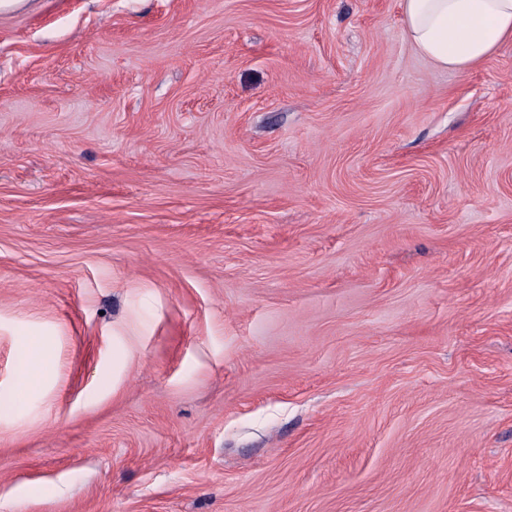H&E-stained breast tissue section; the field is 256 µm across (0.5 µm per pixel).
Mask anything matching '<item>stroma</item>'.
Segmentation results:
<instances>
[{"mask_svg": "<svg viewBox=\"0 0 512 512\" xmlns=\"http://www.w3.org/2000/svg\"><path fill=\"white\" fill-rule=\"evenodd\" d=\"M0 512H512V42L400 0L0 8ZM404 31L443 67L469 70L512 41V0H401ZM47 355L39 336H27L20 347L16 380L10 391L0 393V416L8 414L24 395L37 387L47 369Z\"/></svg>", "mask_w": 512, "mask_h": 512, "instance_id": "35a3bbf8", "label": "stroma"}]
</instances>
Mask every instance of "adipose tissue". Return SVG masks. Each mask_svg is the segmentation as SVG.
<instances>
[{
	"instance_id": "1",
	"label": "adipose tissue",
	"mask_w": 512,
	"mask_h": 512,
	"mask_svg": "<svg viewBox=\"0 0 512 512\" xmlns=\"http://www.w3.org/2000/svg\"><path fill=\"white\" fill-rule=\"evenodd\" d=\"M404 31L420 53L443 67L468 70L512 41V0H401ZM40 337H26L16 380L0 393V416L37 387L47 369Z\"/></svg>"
}]
</instances>
